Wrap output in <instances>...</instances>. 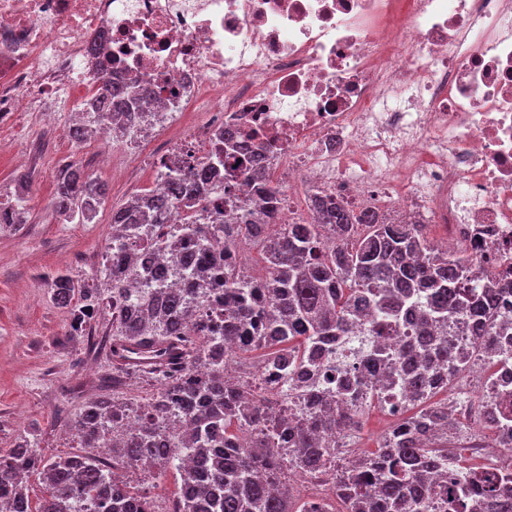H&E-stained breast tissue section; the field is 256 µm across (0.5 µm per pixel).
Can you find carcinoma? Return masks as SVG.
<instances>
[{"label": "carcinoma", "mask_w": 512, "mask_h": 512, "mask_svg": "<svg viewBox=\"0 0 512 512\" xmlns=\"http://www.w3.org/2000/svg\"><path fill=\"white\" fill-rule=\"evenodd\" d=\"M111 84L102 104L85 113V125L71 136L82 140L102 118L121 119L117 108L146 98ZM230 130L216 133L205 162L167 167L166 196L142 194L112 208V233L121 252L81 286L67 275L52 282V298L66 309L73 334L83 336L103 305L112 311V384L140 375L153 382L149 406L100 399L86 404L72 427L87 452L42 458L35 437L22 435L0 453V512H73L71 502L86 500L97 512H155L146 493L120 479L118 469L153 467L180 474L170 512H291L287 472L333 485L344 512H428L440 495L457 512H512V463L488 470L473 466L455 472L451 483L435 486L432 474L451 464L448 404L431 402L441 391L435 379L444 363L463 370L471 353L448 343V319L465 315L475 348L496 368L512 363V316L496 309L512 272L468 278L465 260L430 245L423 224H386L368 211L359 215L339 202L318 203L317 224L276 223L280 188L245 160L226 157L235 143ZM225 169V187L246 175L267 203V219L244 212L224 219V208L209 199L213 169ZM54 213L78 224L91 223L108 189L76 163H62L54 174ZM13 204L0 208V230L28 222L30 186L21 180ZM193 209L204 224L186 221L178 237L161 225L179 210ZM260 249L266 274L252 275L241 247ZM160 253L163 265L143 262V252ZM142 288L138 310L130 293ZM422 316L408 344L415 363L393 362L386 342L403 335L411 309ZM375 339L357 366V379L336 378L330 391L300 394L294 377L319 374L322 345L359 330ZM145 349L149 369L118 362ZM266 350L258 370L230 379L225 360L245 359ZM379 372L372 398L399 382L408 404L419 407L390 428L374 451L336 463L329 433L340 422L360 416L359 392L366 375ZM496 442L512 453V393L505 410L493 399L484 406ZM91 448H109L112 465ZM204 461L197 471L184 455ZM36 475L43 495L32 505L22 474Z\"/></svg>", "instance_id": "cac0c4a2"}]
</instances>
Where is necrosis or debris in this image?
Wrapping results in <instances>:
<instances>
[{
	"label": "necrosis or debris",
	"instance_id": "4bbe7bcc",
	"mask_svg": "<svg viewBox=\"0 0 512 512\" xmlns=\"http://www.w3.org/2000/svg\"><path fill=\"white\" fill-rule=\"evenodd\" d=\"M119 81L153 91L134 113H194L158 157L235 130L280 223L331 198L512 258V0H0V127Z\"/></svg>",
	"mask_w": 512,
	"mask_h": 512
}]
</instances>
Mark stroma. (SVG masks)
<instances>
[{
  "label": "stroma",
  "mask_w": 512,
  "mask_h": 512,
  "mask_svg": "<svg viewBox=\"0 0 512 512\" xmlns=\"http://www.w3.org/2000/svg\"><path fill=\"white\" fill-rule=\"evenodd\" d=\"M39 113L22 112L15 129L0 132L28 157L18 169L10 152L0 153V186L12 188L19 174L30 177L32 218L18 231H0V448H11L22 433L37 434L44 459L77 453L70 430L74 416L90 401L119 394L139 405L150 402L154 389L145 378L127 380L113 391L112 358L100 350L111 333L109 316L98 317L84 338L68 334V314L52 300L50 284L60 274L86 281L100 265L110 234L113 207L134 189L154 178L152 161L129 175L112 177L91 161L97 145L80 146L61 136L49 142ZM73 161L108 187V201L94 223L61 224L52 209L55 165ZM131 485L148 489L157 512H169L180 477L169 471L159 477L127 471Z\"/></svg>",
  "instance_id": "1"
}]
</instances>
